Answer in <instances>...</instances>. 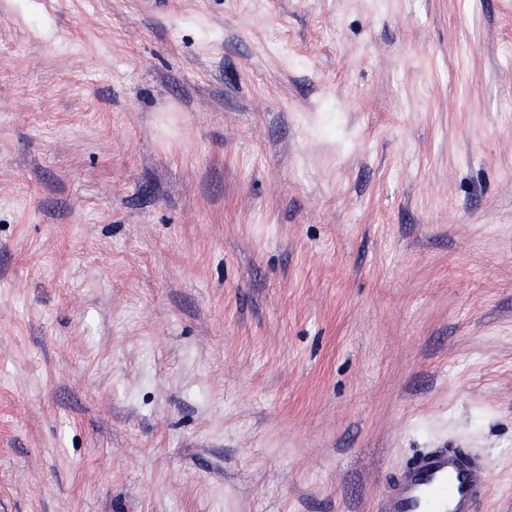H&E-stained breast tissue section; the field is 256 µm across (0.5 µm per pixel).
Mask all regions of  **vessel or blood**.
I'll return each instance as SVG.
<instances>
[{
    "label": "vessel or blood",
    "mask_w": 512,
    "mask_h": 512,
    "mask_svg": "<svg viewBox=\"0 0 512 512\" xmlns=\"http://www.w3.org/2000/svg\"><path fill=\"white\" fill-rule=\"evenodd\" d=\"M487 492L478 459L462 448L412 457L387 496V512H477Z\"/></svg>",
    "instance_id": "vessel-or-blood-1"
}]
</instances>
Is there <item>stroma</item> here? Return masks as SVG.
I'll return each instance as SVG.
<instances>
[{
	"instance_id": "1",
	"label": "stroma",
	"mask_w": 512,
	"mask_h": 512,
	"mask_svg": "<svg viewBox=\"0 0 512 512\" xmlns=\"http://www.w3.org/2000/svg\"><path fill=\"white\" fill-rule=\"evenodd\" d=\"M512 512V0H0V512ZM486 492L478 459L463 448H433L405 464L386 512H477Z\"/></svg>"
}]
</instances>
